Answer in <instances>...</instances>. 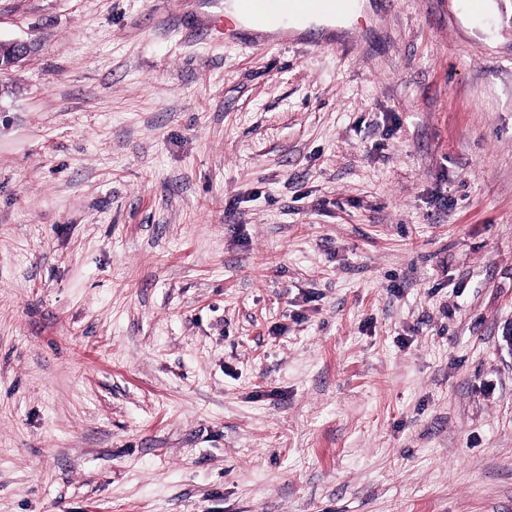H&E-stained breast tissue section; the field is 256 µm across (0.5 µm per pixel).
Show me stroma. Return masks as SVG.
Segmentation results:
<instances>
[{
	"mask_svg": "<svg viewBox=\"0 0 512 512\" xmlns=\"http://www.w3.org/2000/svg\"><path fill=\"white\" fill-rule=\"evenodd\" d=\"M0 0V512H512V0ZM352 0H237L240 12L255 28L264 26L276 12L288 14V8L296 12L341 14L349 10ZM363 7L364 4L355 3L353 11L344 16H330L327 14L295 16L293 14H289V20L284 24H288V27L290 26L291 28L299 31L308 28L311 24H316L317 26L325 27L330 30L334 28L339 29L347 26L350 21L357 18L361 14Z\"/></svg>",
	"mask_w": 512,
	"mask_h": 512,
	"instance_id": "stroma-1",
	"label": "stroma"
}]
</instances>
